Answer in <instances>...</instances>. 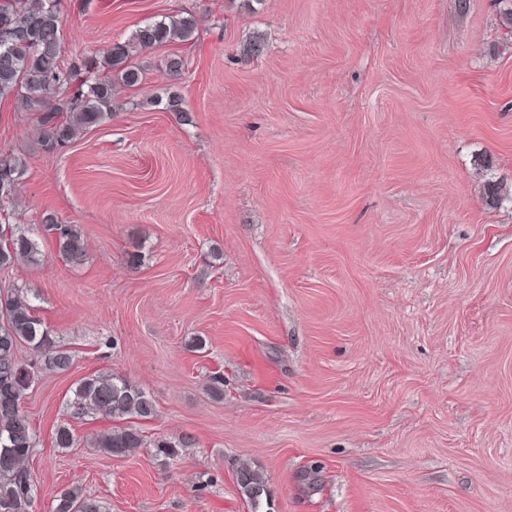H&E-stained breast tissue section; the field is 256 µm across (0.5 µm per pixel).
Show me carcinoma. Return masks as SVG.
Segmentation results:
<instances>
[{
	"label": "carcinoma",
	"mask_w": 512,
	"mask_h": 512,
	"mask_svg": "<svg viewBox=\"0 0 512 512\" xmlns=\"http://www.w3.org/2000/svg\"><path fill=\"white\" fill-rule=\"evenodd\" d=\"M59 0H0V30L9 43H0V101L11 100L22 112L38 115L42 147L56 152L67 147L85 130L112 118L113 84L139 85L143 71L135 58L157 47L192 40L197 28L193 16H170L138 27L125 42H113L96 54L70 63L63 58ZM21 176L18 160L0 154V208L9 203ZM44 231L54 238L59 256L72 268L86 260L84 235L79 225L64 224L54 215L42 219ZM38 243L11 224H0V267L39 261ZM30 288L0 294V512H32L35 485L21 465L35 447L29 419L12 398H21L33 370L68 371L73 363L69 350L60 346L52 331L34 314ZM26 343L44 355L40 364L24 366L16 357ZM68 407L74 418L89 415L108 420L155 415L153 400L130 380L112 374H93L81 379ZM112 457L125 456L145 445L142 432L131 425L115 427L92 442ZM188 446L181 438L153 442L155 454L174 458ZM237 483L252 505L264 492L260 474L249 466L237 470ZM53 512H103L99 500L71 487L59 493Z\"/></svg>",
	"instance_id": "cac0c4a2"
}]
</instances>
